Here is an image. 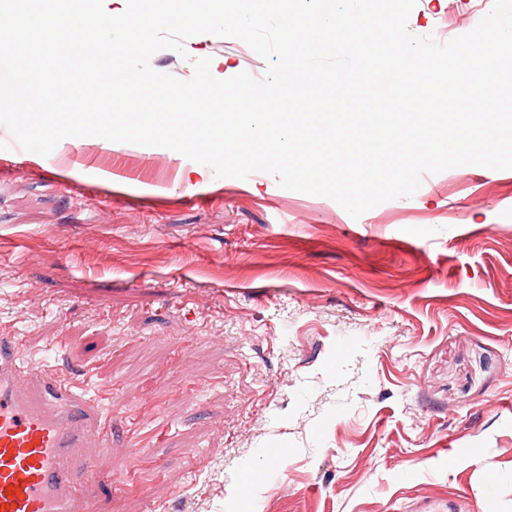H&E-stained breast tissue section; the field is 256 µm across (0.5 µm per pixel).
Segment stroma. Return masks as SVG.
<instances>
[{"mask_svg": "<svg viewBox=\"0 0 512 512\" xmlns=\"http://www.w3.org/2000/svg\"><path fill=\"white\" fill-rule=\"evenodd\" d=\"M492 0H417L472 30ZM197 35L186 80L263 78ZM162 147L0 126V334L111 383L97 512H512V170L423 175L352 218Z\"/></svg>", "mask_w": 512, "mask_h": 512, "instance_id": "1", "label": "stroma"}]
</instances>
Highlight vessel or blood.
<instances>
[{
    "label": "vessel or blood",
    "instance_id": "vessel-or-blood-1",
    "mask_svg": "<svg viewBox=\"0 0 512 512\" xmlns=\"http://www.w3.org/2000/svg\"><path fill=\"white\" fill-rule=\"evenodd\" d=\"M119 405L61 365L24 359L20 338L0 335V512H93L84 451L108 447Z\"/></svg>",
    "mask_w": 512,
    "mask_h": 512
}]
</instances>
